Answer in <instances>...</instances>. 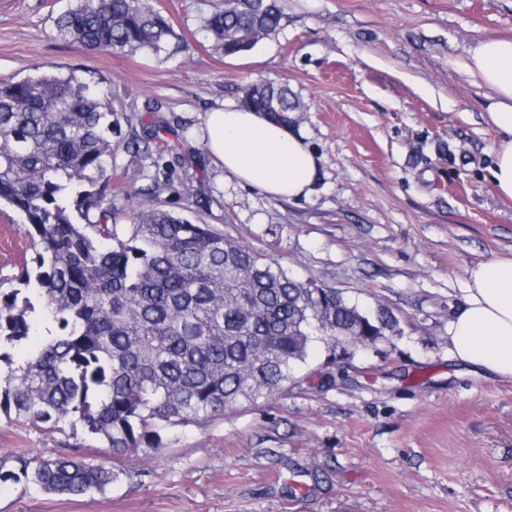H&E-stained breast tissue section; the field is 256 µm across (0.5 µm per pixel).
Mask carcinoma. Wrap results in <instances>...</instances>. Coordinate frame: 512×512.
I'll return each mask as SVG.
<instances>
[{"label":"carcinoma","mask_w":512,"mask_h":512,"mask_svg":"<svg viewBox=\"0 0 512 512\" xmlns=\"http://www.w3.org/2000/svg\"><path fill=\"white\" fill-rule=\"evenodd\" d=\"M284 0H224L204 19L226 56L276 33ZM85 48L159 53L174 30L150 0H77L56 18ZM302 110L288 88L258 81L242 106ZM112 101L75 75L0 81V203L29 225L30 264L0 288V346L49 323L55 333L0 375V410L47 433L82 429L119 457L153 448L163 428L198 427L230 406L274 394L312 343L345 332L393 336L384 310L364 330L360 307L336 289L322 298L279 265L211 224L163 208L112 223ZM18 471L46 493L104 492L120 472L69 454L19 456Z\"/></svg>","instance_id":"obj_1"}]
</instances>
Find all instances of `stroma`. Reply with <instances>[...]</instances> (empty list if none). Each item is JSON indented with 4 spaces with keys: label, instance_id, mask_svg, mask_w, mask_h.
<instances>
[{
    "label": "stroma",
    "instance_id": "obj_1",
    "mask_svg": "<svg viewBox=\"0 0 512 512\" xmlns=\"http://www.w3.org/2000/svg\"><path fill=\"white\" fill-rule=\"evenodd\" d=\"M223 2L152 0L175 31L154 55L59 36L54 20L72 0H0V80L73 72L124 113L112 138L116 223L162 206L215 225L297 280L391 310L399 332L346 355L317 343L274 395L116 460L105 493L0 481V512H512V383L470 373L448 342L467 268L512 255V201L490 180L488 91L464 68L479 37H512V0H287L278 32L236 57L204 29ZM258 79L306 106L289 122L320 157L310 197L241 185L202 144L205 112L239 105ZM155 99L161 111L148 110ZM161 120L151 150L163 174L126 147ZM155 179L157 195L141 194ZM27 231L0 212V286L13 287L32 252ZM71 446L108 454L0 414L7 468L18 452Z\"/></svg>",
    "mask_w": 512,
    "mask_h": 512
}]
</instances>
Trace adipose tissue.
Segmentation results:
<instances>
[{
  "label": "adipose tissue",
  "mask_w": 512,
  "mask_h": 512,
  "mask_svg": "<svg viewBox=\"0 0 512 512\" xmlns=\"http://www.w3.org/2000/svg\"><path fill=\"white\" fill-rule=\"evenodd\" d=\"M492 102L489 119L499 140L491 181L512 201V38L482 36L465 66ZM213 163L241 184L274 199L308 197L320 159L304 136L264 112L221 106L202 121ZM454 359L476 374L512 381V257H494L467 270L466 295L448 326Z\"/></svg>",
  "instance_id": "obj_1"
}]
</instances>
